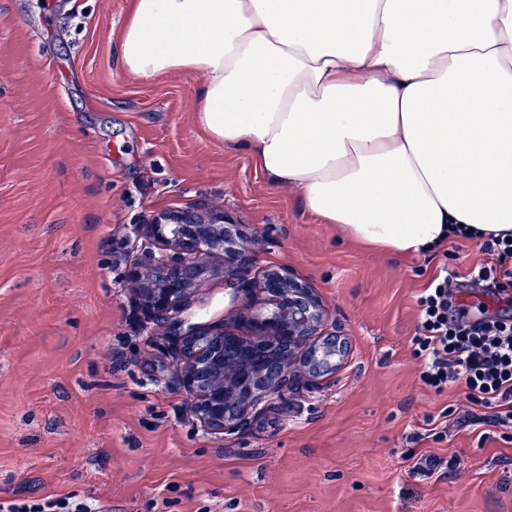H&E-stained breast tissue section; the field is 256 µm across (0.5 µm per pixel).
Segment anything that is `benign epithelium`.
I'll list each match as a JSON object with an SVG mask.
<instances>
[{"instance_id":"1","label":"benign epithelium","mask_w":512,"mask_h":512,"mask_svg":"<svg viewBox=\"0 0 512 512\" xmlns=\"http://www.w3.org/2000/svg\"><path fill=\"white\" fill-rule=\"evenodd\" d=\"M235 231L223 216L159 213L134 229L136 240L158 247L136 246L128 270L140 312L150 321L171 319L189 305L207 264L216 257L224 262V278L234 281L247 299L249 315L240 320L249 334L241 335L221 321L191 329L178 346L176 375L193 415L203 430L224 437L243 433L259 406L296 387L293 362L325 320L312 289L291 273L268 270L260 278L251 276L254 250L238 242ZM226 340L273 347L270 367L225 363Z\"/></svg>"}]
</instances>
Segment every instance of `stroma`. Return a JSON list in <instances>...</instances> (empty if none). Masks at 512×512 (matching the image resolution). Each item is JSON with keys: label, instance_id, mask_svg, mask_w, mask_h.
I'll return each instance as SVG.
<instances>
[{"label": "stroma", "instance_id": "1", "mask_svg": "<svg viewBox=\"0 0 512 512\" xmlns=\"http://www.w3.org/2000/svg\"><path fill=\"white\" fill-rule=\"evenodd\" d=\"M130 0H0V504L69 497L102 512H512V442L422 385L417 298L475 242L393 255L348 240L195 121L198 76L123 71ZM222 214L256 267L292 270L328 314L331 368L272 399L245 434L205 432L173 348L235 319L220 263L173 320L141 316L130 229ZM448 431L428 437L439 415ZM443 461L411 477L414 459Z\"/></svg>", "mask_w": 512, "mask_h": 512}]
</instances>
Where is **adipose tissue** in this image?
Masks as SVG:
<instances>
[{
  "instance_id": "obj_1",
  "label": "adipose tissue",
  "mask_w": 512,
  "mask_h": 512,
  "mask_svg": "<svg viewBox=\"0 0 512 512\" xmlns=\"http://www.w3.org/2000/svg\"><path fill=\"white\" fill-rule=\"evenodd\" d=\"M119 54L352 241L512 235V0H132Z\"/></svg>"
}]
</instances>
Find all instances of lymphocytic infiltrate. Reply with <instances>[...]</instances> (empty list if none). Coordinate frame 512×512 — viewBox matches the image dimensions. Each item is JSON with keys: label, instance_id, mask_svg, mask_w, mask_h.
Returning <instances> with one entry per match:
<instances>
[{"label": "lymphocytic infiltrate", "instance_id": "f902f5d3", "mask_svg": "<svg viewBox=\"0 0 512 512\" xmlns=\"http://www.w3.org/2000/svg\"><path fill=\"white\" fill-rule=\"evenodd\" d=\"M488 260L467 274L441 270L417 299L418 321L411 342L421 361L419 377L440 393L461 388L466 400L491 409V423L512 425V317L473 319L461 300V283L487 285L512 306V241L489 235L479 243Z\"/></svg>", "mask_w": 512, "mask_h": 512}]
</instances>
